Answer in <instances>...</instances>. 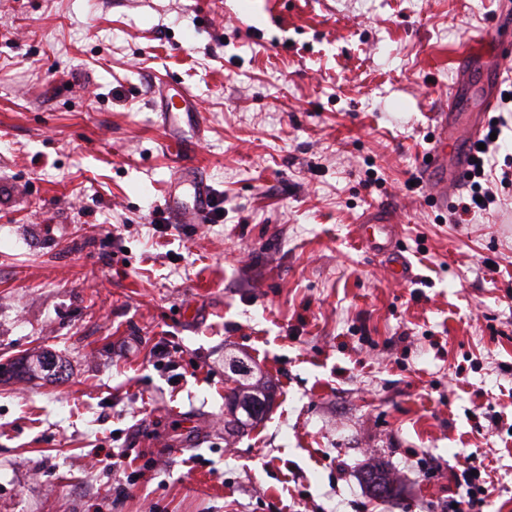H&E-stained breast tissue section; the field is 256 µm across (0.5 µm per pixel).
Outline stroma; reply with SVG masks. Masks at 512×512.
<instances>
[{
    "label": "stroma",
    "instance_id": "stroma-1",
    "mask_svg": "<svg viewBox=\"0 0 512 512\" xmlns=\"http://www.w3.org/2000/svg\"><path fill=\"white\" fill-rule=\"evenodd\" d=\"M511 9L0 0V512H449L469 460L472 512H512V184L463 224L465 186L406 187L457 54L481 36L465 122L512 72ZM174 80L203 224L164 211ZM375 208L409 280L361 239ZM228 355L273 395L234 430ZM165 88L161 112L164 128L167 132V138L181 144L177 152H181L179 156L182 157L186 153L183 152L186 149V145L182 143V140L178 142L179 129L182 127V123H186L194 129L195 133H198L200 129L195 121L198 112H196L194 96L182 86L173 88L165 85L161 91H164ZM472 470H477V475H472ZM465 480L468 482L469 485H473L471 488L474 489V491L470 492V495L468 496L467 500H459L455 503L457 504V508H453V512H467L470 509H472L473 502L476 501L479 498H475V495H485L487 490L485 489V486L482 484H479V479L481 477V471L480 469L476 467H466L463 471ZM476 481L478 484H476Z\"/></svg>",
    "mask_w": 512,
    "mask_h": 512
}]
</instances>
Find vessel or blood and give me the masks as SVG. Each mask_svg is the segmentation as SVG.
<instances>
[{
	"instance_id": "b4317fda",
	"label": "vessel or blood",
	"mask_w": 512,
	"mask_h": 512,
	"mask_svg": "<svg viewBox=\"0 0 512 512\" xmlns=\"http://www.w3.org/2000/svg\"><path fill=\"white\" fill-rule=\"evenodd\" d=\"M457 86H450L448 99L436 115L434 146L421 164V172L430 188V199L440 208H447L449 193L461 184L468 173L474 145L484 128V121L459 125L456 119ZM164 128L170 140H177L181 125H194L197 116L195 101L184 88H166L162 100ZM176 192L170 193L165 209L176 224L205 223L211 205V191L206 181L196 174L185 176L176 183ZM393 219L370 214L362 223V231L369 250L389 256V272L394 280L409 276L406 260L395 253L389 229Z\"/></svg>"
}]
</instances>
